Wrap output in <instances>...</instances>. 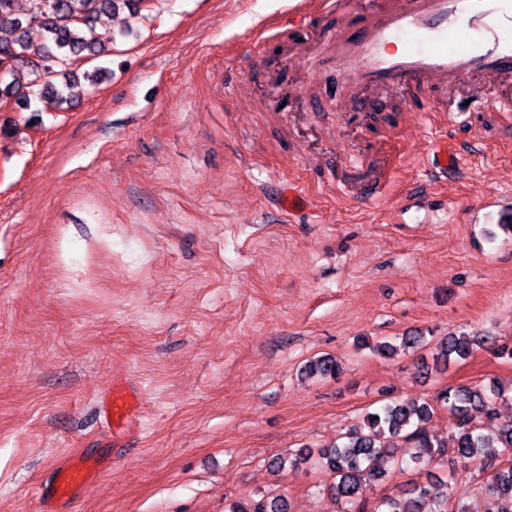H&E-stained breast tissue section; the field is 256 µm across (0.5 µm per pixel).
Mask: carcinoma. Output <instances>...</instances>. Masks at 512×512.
Wrapping results in <instances>:
<instances>
[{"instance_id":"1","label":"carcinoma","mask_w":512,"mask_h":512,"mask_svg":"<svg viewBox=\"0 0 512 512\" xmlns=\"http://www.w3.org/2000/svg\"><path fill=\"white\" fill-rule=\"evenodd\" d=\"M138 0H31L29 12L20 15L15 0H0V65L6 75L0 78V97L19 93L17 67L30 68V85L45 84L46 103L62 110L71 107L82 92L81 80L99 81L101 72L78 75L71 69L83 53L105 51L95 37L96 26L112 18L120 6ZM38 27L42 40L34 42L29 30ZM62 78L56 88L50 78ZM483 339L462 332L450 333L435 345L433 367L448 366L452 357L464 359ZM340 362L331 356L310 360L304 372L311 377H336ZM506 389L492 383L486 387L460 386L441 390L432 400L399 397L364 415L362 422L341 434L339 441L313 454L304 448L278 457L273 466L298 465L311 458L330 472L331 492L341 505L340 512H470L464 495L457 491L463 473L482 466L494 455L505 461L484 483L488 508L485 512H512V421L499 418L498 401ZM479 412L483 424L474 422ZM446 411L456 419L448 439L433 434L429 425L435 415ZM455 450L461 466L442 477L401 489L379 499L370 497L373 485L400 472L403 467H443L446 447ZM225 512H290L279 496L259 493L228 504Z\"/></svg>"}]
</instances>
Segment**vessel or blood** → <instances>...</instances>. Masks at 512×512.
<instances>
[{"mask_svg": "<svg viewBox=\"0 0 512 512\" xmlns=\"http://www.w3.org/2000/svg\"><path fill=\"white\" fill-rule=\"evenodd\" d=\"M311 23L304 14L293 15L290 42L297 59L332 70L341 80L349 97L344 102L329 100V107L337 111L345 106L372 109L373 101L354 96L355 90L365 87L396 95L408 85L454 90L474 77L512 82V0H367L356 28L336 26L318 38H301ZM432 150V181L459 167L464 155L463 149L439 138ZM305 203L298 186H280L278 205L284 213ZM138 401V395L117 390L103 401L100 414L112 428L113 443H120ZM87 477L83 465L66 461L53 483L39 488V503L46 508L71 500Z\"/></svg>", "mask_w": 512, "mask_h": 512, "instance_id": "b4317fda", "label": "vessel or blood"}]
</instances>
